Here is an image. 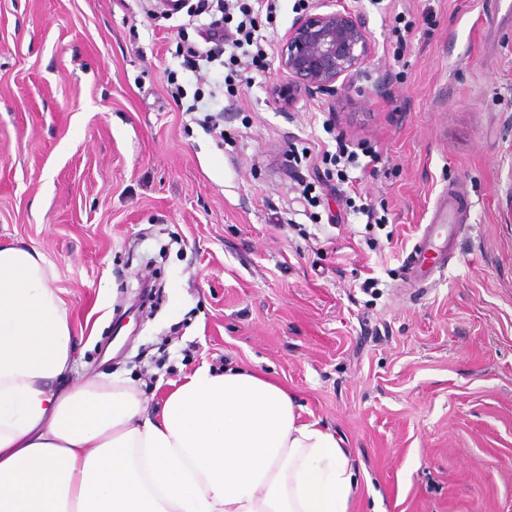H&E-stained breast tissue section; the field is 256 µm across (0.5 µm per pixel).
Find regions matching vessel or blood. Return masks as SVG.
<instances>
[{
  "label": "vessel or blood",
  "instance_id": "b4317fda",
  "mask_svg": "<svg viewBox=\"0 0 512 512\" xmlns=\"http://www.w3.org/2000/svg\"><path fill=\"white\" fill-rule=\"evenodd\" d=\"M459 212L460 203L454 194L446 193L438 198L430 221L410 254L407 264L409 278L422 280L444 262V253L436 250L434 243L442 236L453 235Z\"/></svg>",
  "mask_w": 512,
  "mask_h": 512
}]
</instances>
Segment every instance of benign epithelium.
Returning a JSON list of instances; mask_svg holds the SVG:
<instances>
[{
	"instance_id": "obj_1",
	"label": "benign epithelium",
	"mask_w": 512,
	"mask_h": 512,
	"mask_svg": "<svg viewBox=\"0 0 512 512\" xmlns=\"http://www.w3.org/2000/svg\"><path fill=\"white\" fill-rule=\"evenodd\" d=\"M319 0L317 9L300 15L288 29L279 53L288 100L301 92L335 93L353 83L371 54L363 20Z\"/></svg>"
}]
</instances>
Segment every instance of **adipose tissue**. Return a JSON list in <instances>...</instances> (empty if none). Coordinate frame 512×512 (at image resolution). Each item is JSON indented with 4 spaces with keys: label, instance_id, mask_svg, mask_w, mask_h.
I'll list each match as a JSON object with an SVG mask.
<instances>
[{
    "label": "adipose tissue",
    "instance_id": "adipose-tissue-1",
    "mask_svg": "<svg viewBox=\"0 0 512 512\" xmlns=\"http://www.w3.org/2000/svg\"><path fill=\"white\" fill-rule=\"evenodd\" d=\"M51 275L0 245V512H349L348 450L259 373L199 367L155 414L105 374L59 390L76 339Z\"/></svg>",
    "mask_w": 512,
    "mask_h": 512
}]
</instances>
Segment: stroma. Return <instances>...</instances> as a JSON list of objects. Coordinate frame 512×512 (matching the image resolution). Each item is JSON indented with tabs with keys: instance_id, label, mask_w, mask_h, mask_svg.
Here are the masks:
<instances>
[{
	"instance_id": "stroma-1",
	"label": "stroma",
	"mask_w": 512,
	"mask_h": 512,
	"mask_svg": "<svg viewBox=\"0 0 512 512\" xmlns=\"http://www.w3.org/2000/svg\"><path fill=\"white\" fill-rule=\"evenodd\" d=\"M341 2L372 44L353 86L284 99L297 14L279 0L219 141L186 113L210 88L180 67L204 46L185 14L0 0V244L52 269L68 386L110 374L154 408L201 364L255 369L348 448L351 512H512V18L496 0ZM339 136L380 153L362 200L384 224L296 200L290 148ZM446 188L467 203L447 264L408 282Z\"/></svg>"
}]
</instances>
